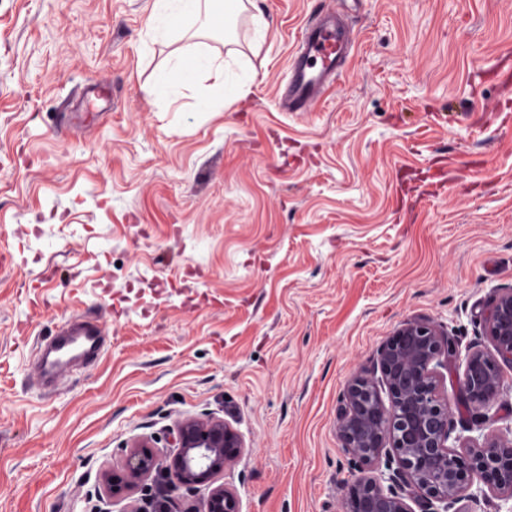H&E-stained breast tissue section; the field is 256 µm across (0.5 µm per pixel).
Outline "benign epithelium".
Instances as JSON below:
<instances>
[{"label": "benign epithelium", "mask_w": 512, "mask_h": 512, "mask_svg": "<svg viewBox=\"0 0 512 512\" xmlns=\"http://www.w3.org/2000/svg\"><path fill=\"white\" fill-rule=\"evenodd\" d=\"M494 353L469 349L459 357L454 343L423 319L404 322L379 350L380 375H356L345 388L337 429L342 448L363 465L350 489L346 512H450L458 497L477 499L486 489L512 501V439L452 436L448 403L439 395V369L461 359L459 403L477 413L500 394L502 366L512 367V290L499 294L485 313ZM177 451L167 454L144 439L133 443L124 471L108 478L112 498L159 468L176 487L211 484L242 454L239 434L222 421L186 420ZM459 448L470 449L464 457ZM192 512H241L238 494L222 485Z\"/></svg>", "instance_id": "obj_1"}]
</instances>
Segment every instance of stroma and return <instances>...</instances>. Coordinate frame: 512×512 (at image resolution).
<instances>
[{
  "label": "stroma",
  "mask_w": 512,
  "mask_h": 512,
  "mask_svg": "<svg viewBox=\"0 0 512 512\" xmlns=\"http://www.w3.org/2000/svg\"><path fill=\"white\" fill-rule=\"evenodd\" d=\"M153 0H0V512H135L104 479L187 419L242 438L217 483L242 512H344L360 465L337 436L348 380L409 319L491 350L512 289V0H256L244 102L156 91L172 47ZM355 39L307 112L279 90L311 15ZM97 317L104 346L52 386L34 344ZM473 419L512 429L507 392Z\"/></svg>",
  "instance_id": "obj_1"
}]
</instances>
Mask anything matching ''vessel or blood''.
I'll return each instance as SVG.
<instances>
[{"instance_id":"1","label":"vessel or blood","mask_w":512,"mask_h":512,"mask_svg":"<svg viewBox=\"0 0 512 512\" xmlns=\"http://www.w3.org/2000/svg\"><path fill=\"white\" fill-rule=\"evenodd\" d=\"M350 46V34L334 13L315 14L291 55L285 96L289 111H307L312 102L321 98L329 78L346 62ZM101 335L102 327L97 318L88 317L67 323L52 337L39 341L42 376L53 379L62 365L72 362L75 348H82L87 355H98Z\"/></svg>"}]
</instances>
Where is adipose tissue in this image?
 Listing matches in <instances>:
<instances>
[{
    "mask_svg": "<svg viewBox=\"0 0 512 512\" xmlns=\"http://www.w3.org/2000/svg\"><path fill=\"white\" fill-rule=\"evenodd\" d=\"M255 5L256 0H154L148 27L175 45L173 67L162 74L161 87L195 93L203 111L218 103L230 107L245 100L248 88L226 80L232 66L240 63L241 52L231 49L220 54L206 43L205 34L246 12L255 35H262L268 22Z\"/></svg>",
    "mask_w": 512,
    "mask_h": 512,
    "instance_id": "obj_1",
    "label": "adipose tissue"
}]
</instances>
